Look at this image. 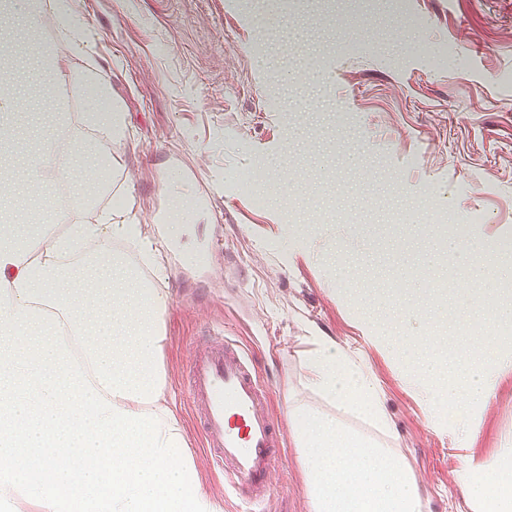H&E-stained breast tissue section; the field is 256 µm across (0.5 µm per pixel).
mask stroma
<instances>
[{
    "mask_svg": "<svg viewBox=\"0 0 512 512\" xmlns=\"http://www.w3.org/2000/svg\"><path fill=\"white\" fill-rule=\"evenodd\" d=\"M55 2L42 0L43 40L64 69L111 84L127 132L101 141L114 182L54 209L42 243L117 205L154 240L172 199H192L162 253L159 361L207 497L241 512L186 379L207 339L223 336L254 361L283 426L261 510L310 512L288 394L327 409L300 377L319 335L380 385L425 512H483L465 492L474 468L512 457V287L463 275L478 259L459 253L448 220L481 212L472 242L512 243V0H70L76 43ZM26 102L15 122L37 112L58 151L98 139L83 100L56 108L33 83ZM259 171L274 192L262 206ZM480 301L500 325L484 393L464 418L431 414L406 350L430 338L437 362L459 364Z\"/></svg>",
    "mask_w": 512,
    "mask_h": 512,
    "instance_id": "stroma-1",
    "label": "stroma"
}]
</instances>
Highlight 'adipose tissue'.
I'll list each match as a JSON object with an SVG mask.
<instances>
[{
    "label": "adipose tissue",
    "instance_id": "ef3b65f1",
    "mask_svg": "<svg viewBox=\"0 0 512 512\" xmlns=\"http://www.w3.org/2000/svg\"><path fill=\"white\" fill-rule=\"evenodd\" d=\"M39 0H0L17 18L0 32V147L20 162L0 164V180L18 178L17 199L0 200V512L19 492H36L35 512H215L201 492L179 423L163 400L161 316L169 297L111 251L87 256L90 239L120 240L151 264L157 244L143 243L127 211L101 224H75L44 249L18 223L36 222L24 195L74 180L84 203L115 174L109 152L94 143L56 154L37 126L5 122L18 111L21 86L9 61L16 45L40 42ZM34 77L88 101L87 122L104 137L124 133L112 87L85 70L39 67ZM464 372L449 387L441 372L421 381L430 412L461 414L497 352L494 309L474 305ZM484 512H512V489L498 468L475 470L470 485Z\"/></svg>",
    "mask_w": 512,
    "mask_h": 512
}]
</instances>
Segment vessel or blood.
<instances>
[{
  "instance_id": "obj_1",
  "label": "vessel or blood",
  "mask_w": 512,
  "mask_h": 512,
  "mask_svg": "<svg viewBox=\"0 0 512 512\" xmlns=\"http://www.w3.org/2000/svg\"><path fill=\"white\" fill-rule=\"evenodd\" d=\"M192 406L224 495L247 507L270 498L267 476L283 440L268 412V391L241 347L214 342L189 368Z\"/></svg>"
}]
</instances>
